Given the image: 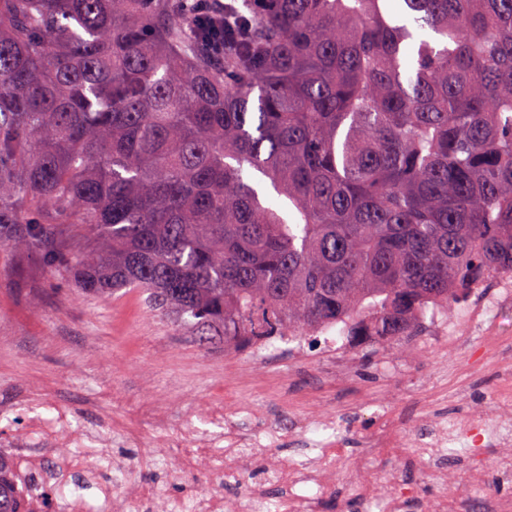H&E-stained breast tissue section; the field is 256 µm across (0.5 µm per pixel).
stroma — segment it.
Returning a JSON list of instances; mask_svg holds the SVG:
<instances>
[{"instance_id": "stroma-1", "label": "stroma", "mask_w": 512, "mask_h": 512, "mask_svg": "<svg viewBox=\"0 0 512 512\" xmlns=\"http://www.w3.org/2000/svg\"><path fill=\"white\" fill-rule=\"evenodd\" d=\"M96 244L95 236L77 224L47 225L45 245L27 251L0 241V450L24 428L34 404L47 418L62 408L77 427L94 429L112 421L144 439L163 438L174 448L183 427L204 436L217 433L207 408L214 397L225 395L247 406V413L234 417L247 436L280 420L274 453L306 467L319 465L322 458L303 446L293 423L311 399L318 414L332 417L351 410L358 400L374 396L382 402V410H367L339 427L338 440L348 458L362 453L364 435L386 419L396 420L410 438L422 409L455 413L457 393L482 403L488 415L496 413L490 401L496 379L480 365L472 345L453 366L438 360L422 341L394 349L379 344L367 351L357 348L352 352L354 370L343 379L337 377L321 336L307 339L306 362L274 353L257 369L242 350L200 348L150 312L137 294L81 293L65 268L46 263V247L75 258ZM159 401L167 407L162 427L151 416ZM128 477L166 483L174 497L217 489L242 501L251 482L261 481L267 512H279L285 494L279 484L266 481L259 457L244 456L238 476L219 483L206 466L170 477L163 468L140 465L138 448L126 443L113 446L98 485L85 486L75 474L69 489L87 499L90 512H99L102 488L121 489Z\"/></svg>"}]
</instances>
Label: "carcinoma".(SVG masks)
Here are the masks:
<instances>
[{"instance_id":"1","label":"carcinoma","mask_w":512,"mask_h":512,"mask_svg":"<svg viewBox=\"0 0 512 512\" xmlns=\"http://www.w3.org/2000/svg\"><path fill=\"white\" fill-rule=\"evenodd\" d=\"M403 3L234 2L212 59L182 0H0V230L95 231L77 287L205 349L419 335L512 273V0Z\"/></svg>"}]
</instances>
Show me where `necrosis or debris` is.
Wrapping results in <instances>:
<instances>
[{"label": "necrosis or debris", "instance_id": "4bbe7bcc", "mask_svg": "<svg viewBox=\"0 0 512 512\" xmlns=\"http://www.w3.org/2000/svg\"><path fill=\"white\" fill-rule=\"evenodd\" d=\"M512 308V276L499 275L492 287L476 286L467 295L466 304L455 312L440 305L430 306L423 324L429 335L441 337L435 351L453 358L458 346L454 334L458 325H465L470 335L480 337L483 357L491 358L490 368L498 376L492 400L498 410L491 417L474 408H467L452 418L429 420L427 432L416 441L405 440L396 423L381 425L366 434L364 452L346 460L335 439L320 442L326 464L320 469H308L278 456H268L273 473L287 488L281 503L283 512H323L322 502L329 498L336 476L349 468L356 475L355 496L363 501L366 512H416L419 494L405 488L398 472H389L385 482H378L376 473L381 460L415 454L432 460L425 473L427 482L444 485L445 490L428 512H473L475 506L488 505L490 512H512V496L486 498L483 489L492 475L512 473V336L500 328L489 326L490 318ZM212 421L220 431L215 438L205 439L194 429H187L177 452L166 455L147 444L142 446L140 461L155 464L168 457L174 470L184 471L207 463L213 465L217 477L238 471L242 448L251 446L237 425L227 418V402L212 400L208 407ZM22 462L28 480L24 512H44L46 489L61 484L63 477L79 472L94 480L106 443L100 436L77 431L66 411H57L46 419L38 411H30L24 430ZM460 446L488 452L486 464L470 467L465 483L448 481V470L438 460L444 449ZM309 485L313 494L302 495L298 486ZM135 500L147 512H179V504L168 501L162 490L153 485L133 484L128 493L108 492L100 512H127L128 500ZM265 493L262 486H252L247 501L224 497L215 492L195 495L190 499V512H262Z\"/></svg>", "mask_w": 512, "mask_h": 512}]
</instances>
